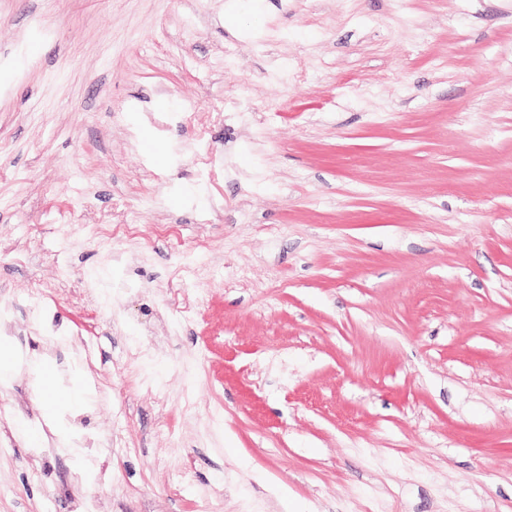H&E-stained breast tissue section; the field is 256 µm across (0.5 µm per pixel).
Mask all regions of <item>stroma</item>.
<instances>
[{
    "label": "stroma",
    "mask_w": 512,
    "mask_h": 512,
    "mask_svg": "<svg viewBox=\"0 0 512 512\" xmlns=\"http://www.w3.org/2000/svg\"><path fill=\"white\" fill-rule=\"evenodd\" d=\"M1 298L0 512H512V0H0Z\"/></svg>",
    "instance_id": "1"
}]
</instances>
